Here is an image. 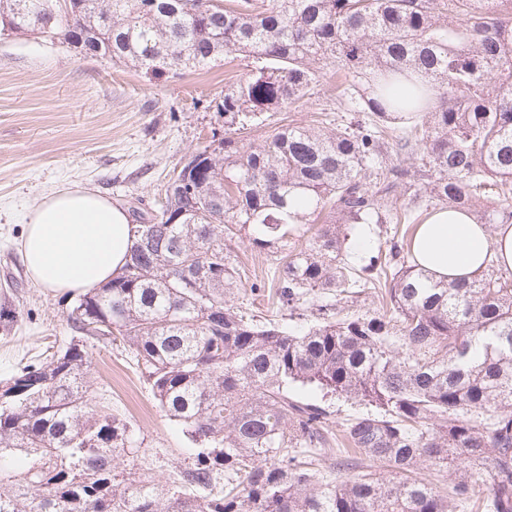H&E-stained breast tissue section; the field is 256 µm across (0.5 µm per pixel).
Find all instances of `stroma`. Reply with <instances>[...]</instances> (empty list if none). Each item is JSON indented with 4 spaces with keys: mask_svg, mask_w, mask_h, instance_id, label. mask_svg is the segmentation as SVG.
I'll return each instance as SVG.
<instances>
[{
    "mask_svg": "<svg viewBox=\"0 0 512 512\" xmlns=\"http://www.w3.org/2000/svg\"><path fill=\"white\" fill-rule=\"evenodd\" d=\"M253 65L235 56L228 67L148 79L101 57L80 56L64 40L26 35L0 41V308L16 313L13 328H0V380L21 358L67 344L73 305L29 279L19 247L24 217L44 195L73 187L94 188L122 207L139 204L158 213L164 188L188 155L223 133L226 72L245 79ZM323 74L308 97L292 107L262 115L249 136L265 137L295 122L343 114ZM238 260L264 293L243 299L256 313H276L271 289L275 267L248 245ZM88 379L94 392L108 390L112 411L131 424L138 457L155 480L188 462L189 444L161 411L124 348L91 346Z\"/></svg>",
    "mask_w": 512,
    "mask_h": 512,
    "instance_id": "obj_1",
    "label": "stroma"
}]
</instances>
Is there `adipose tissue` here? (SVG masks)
<instances>
[{
  "label": "adipose tissue",
  "instance_id": "ef3b65f1",
  "mask_svg": "<svg viewBox=\"0 0 512 512\" xmlns=\"http://www.w3.org/2000/svg\"><path fill=\"white\" fill-rule=\"evenodd\" d=\"M26 224L20 250L31 281L62 295L107 283L133 246L127 212L95 189L46 195L27 214ZM412 253L436 280L471 279L491 261L511 272L512 224L492 230L444 208L418 225Z\"/></svg>",
  "mask_w": 512,
  "mask_h": 512
}]
</instances>
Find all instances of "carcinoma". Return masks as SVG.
<instances>
[{
  "label": "carcinoma",
  "mask_w": 512,
  "mask_h": 512,
  "mask_svg": "<svg viewBox=\"0 0 512 512\" xmlns=\"http://www.w3.org/2000/svg\"><path fill=\"white\" fill-rule=\"evenodd\" d=\"M81 19L93 55L151 79L257 67L225 84L224 137L190 184L76 299V336L0 382V512H458L478 464L486 512H512V273L434 281L399 235L443 207L512 223V0H84ZM29 32L80 34L55 0H9L0 40ZM327 67L349 121L242 135ZM245 241L307 329L238 303L264 288L240 272ZM367 289L383 313L341 316ZM90 339L129 348L194 446L173 479L140 474L130 427L95 400ZM300 388L367 406L342 430L346 477L301 456L328 444L329 412ZM450 466L448 495L420 477Z\"/></svg>",
  "instance_id": "cac0c4a2"
}]
</instances>
